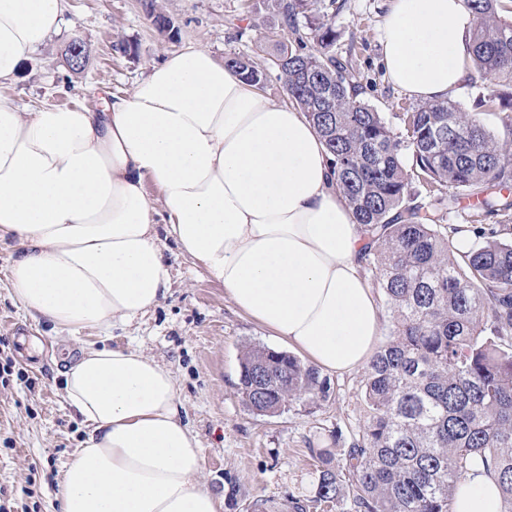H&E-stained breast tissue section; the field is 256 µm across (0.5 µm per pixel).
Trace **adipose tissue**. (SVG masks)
I'll return each instance as SVG.
<instances>
[{"label": "adipose tissue", "mask_w": 512, "mask_h": 512, "mask_svg": "<svg viewBox=\"0 0 512 512\" xmlns=\"http://www.w3.org/2000/svg\"><path fill=\"white\" fill-rule=\"evenodd\" d=\"M66 2L0 0V245L16 251L8 280L19 306L73 340L132 324L171 287L166 236L320 370L368 362L382 321L361 273L367 237L304 114L193 46L100 109L23 111L8 89L59 31ZM472 26L463 0H392L381 35L389 80L447 99L467 74ZM62 386L87 437L66 465L60 512H222L165 365L86 342ZM498 502L478 468L453 512H497Z\"/></svg>", "instance_id": "ef3b65f1"}]
</instances>
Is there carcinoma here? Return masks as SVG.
<instances>
[{
  "mask_svg": "<svg viewBox=\"0 0 512 512\" xmlns=\"http://www.w3.org/2000/svg\"><path fill=\"white\" fill-rule=\"evenodd\" d=\"M475 17L470 55L483 77L512 83V19L503 0H464ZM337 0H278L287 39L271 59L291 104L333 157L336 189L369 242L365 264L390 310L385 341L364 376L366 420L342 466L328 448L311 503L347 512H453L456 485L476 464L512 512V150L456 103L424 102L396 133L330 53ZM258 86L266 68L228 56ZM410 151L411 168L403 162ZM428 200L417 202L412 180ZM467 198L480 244L456 258L447 213ZM247 407L279 413L329 397L320 370L286 352L247 346L239 378ZM349 474L341 479L340 470Z\"/></svg>",
  "mask_w": 512,
  "mask_h": 512,
  "instance_id": "1",
  "label": "carcinoma"
}]
</instances>
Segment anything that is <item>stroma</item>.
I'll return each instance as SVG.
<instances>
[{"instance_id": "35a3bbf8", "label": "stroma", "mask_w": 512, "mask_h": 512, "mask_svg": "<svg viewBox=\"0 0 512 512\" xmlns=\"http://www.w3.org/2000/svg\"><path fill=\"white\" fill-rule=\"evenodd\" d=\"M277 0H156L174 25L161 34L144 0H67L65 24L27 60L11 94L23 105L76 103L96 109L104 91L129 94L166 53L189 46L209 49L217 59L253 55L263 44L265 58L276 53L281 20ZM389 0H344L335 18L332 51L350 60L363 97L394 132L416 101L388 79L380 54V24ZM82 39L89 50L82 69H71L64 48ZM495 80L464 81L452 97L462 112L480 118L489 130L512 139L503 123L510 107L479 106ZM172 269L167 297L142 320L114 325L105 346L132 347L173 372L186 421L201 442L203 482L224 500L223 512H243L228 499L227 478L250 497L282 512L289 495H313L319 465L311 450L330 449L343 459L365 419L364 368L330 376L331 396L318 404L296 402L275 415L250 411L239 390L240 356L248 345L276 351L283 345L271 332L242 315L223 285L166 243ZM11 248L0 247V365L11 374L0 382V506L8 512H60L58 485L64 465L86 431L72 415L61 390L67 360L79 357L77 342L57 337L50 323L27 314L12 299L7 279ZM340 431L331 442V431Z\"/></svg>"}]
</instances>
